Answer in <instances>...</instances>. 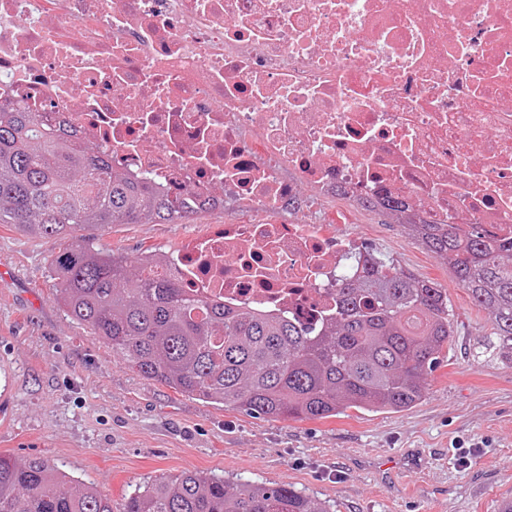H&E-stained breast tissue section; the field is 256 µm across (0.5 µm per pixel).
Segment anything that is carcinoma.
Instances as JSON below:
<instances>
[{
    "instance_id": "1",
    "label": "carcinoma",
    "mask_w": 512,
    "mask_h": 512,
    "mask_svg": "<svg viewBox=\"0 0 512 512\" xmlns=\"http://www.w3.org/2000/svg\"><path fill=\"white\" fill-rule=\"evenodd\" d=\"M194 202L112 173L106 154L57 135L47 117L0 108V224L65 242L53 265L70 315L146 378L250 415L322 420L347 409L401 412L421 401L427 375L454 334L448 296L374 255V268L337 289L336 319L310 332L251 310L230 311L184 288L150 251L94 247L114 224H181ZM423 246L449 258L455 278L492 318L512 362V241L489 245L477 227L429 224ZM0 512H114L88 486H69L48 461L0 454ZM123 512H329L288 487L169 476L126 498Z\"/></svg>"
}]
</instances>
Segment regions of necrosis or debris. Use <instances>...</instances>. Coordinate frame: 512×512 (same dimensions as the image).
Segmentation results:
<instances>
[{"label":"necrosis or debris","instance_id":"necrosis-or-debris-1","mask_svg":"<svg viewBox=\"0 0 512 512\" xmlns=\"http://www.w3.org/2000/svg\"><path fill=\"white\" fill-rule=\"evenodd\" d=\"M224 221L184 288L322 328L369 248L341 228L512 238V0H0V103Z\"/></svg>","mask_w":512,"mask_h":512}]
</instances>
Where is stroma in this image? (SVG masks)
I'll return each instance as SVG.
<instances>
[{"instance_id": "35a3bbf8", "label": "stroma", "mask_w": 512, "mask_h": 512, "mask_svg": "<svg viewBox=\"0 0 512 512\" xmlns=\"http://www.w3.org/2000/svg\"><path fill=\"white\" fill-rule=\"evenodd\" d=\"M116 224L97 249L129 260L173 249L223 223ZM352 231L439 283L454 315L446 357L424 398L398 412L267 420L140 376L66 311L54 287L55 240L0 224V454L42 457L98 489L126 494L183 472L290 486L330 512H497L512 499V362L493 348L486 310L448 261L374 216Z\"/></svg>"}]
</instances>
